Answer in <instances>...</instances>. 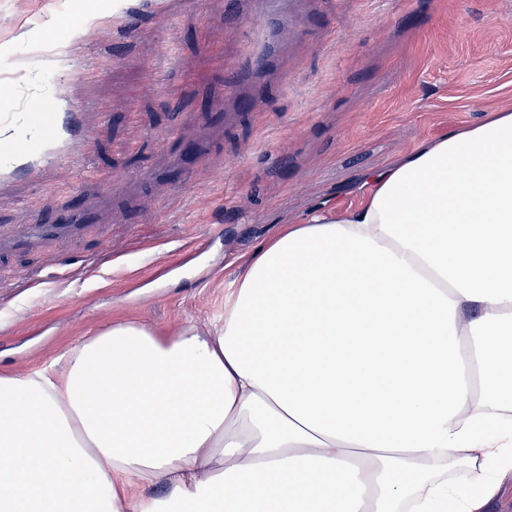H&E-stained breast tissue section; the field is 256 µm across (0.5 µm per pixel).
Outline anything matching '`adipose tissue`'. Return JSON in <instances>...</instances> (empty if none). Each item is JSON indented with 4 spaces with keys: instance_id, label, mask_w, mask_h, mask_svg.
I'll return each instance as SVG.
<instances>
[{
    "instance_id": "ef3b65f1",
    "label": "adipose tissue",
    "mask_w": 512,
    "mask_h": 512,
    "mask_svg": "<svg viewBox=\"0 0 512 512\" xmlns=\"http://www.w3.org/2000/svg\"><path fill=\"white\" fill-rule=\"evenodd\" d=\"M356 191L247 257L207 330L119 321L0 372V512H485L512 471V108Z\"/></svg>"
}]
</instances>
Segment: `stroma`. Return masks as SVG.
<instances>
[{"instance_id":"1","label":"stroma","mask_w":512,"mask_h":512,"mask_svg":"<svg viewBox=\"0 0 512 512\" xmlns=\"http://www.w3.org/2000/svg\"><path fill=\"white\" fill-rule=\"evenodd\" d=\"M87 5L112 8L0 0V86L52 18L73 60L41 72V100L0 101V125L40 120L30 155L61 118L70 153L22 171L0 147L1 372L47 366L117 320L215 322L240 257L282 225L357 205L362 176L512 107V0H287L279 59L251 81L234 67L259 0H175L71 41ZM76 210L86 224L35 236Z\"/></svg>"}]
</instances>
